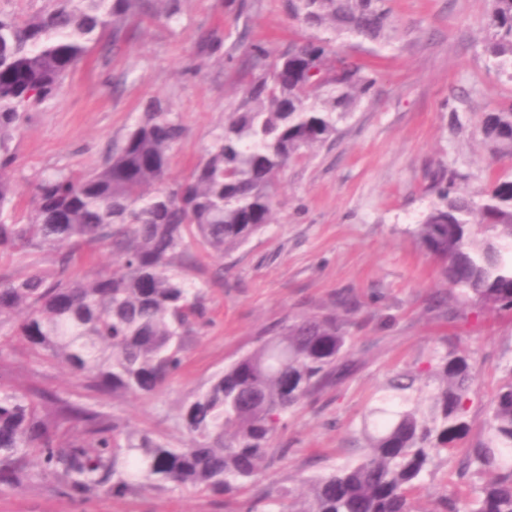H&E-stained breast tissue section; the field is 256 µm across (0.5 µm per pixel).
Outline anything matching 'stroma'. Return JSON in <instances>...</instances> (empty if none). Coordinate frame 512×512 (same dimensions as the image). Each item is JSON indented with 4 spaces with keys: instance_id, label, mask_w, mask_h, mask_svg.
<instances>
[{
    "instance_id": "stroma-1",
    "label": "stroma",
    "mask_w": 512,
    "mask_h": 512,
    "mask_svg": "<svg viewBox=\"0 0 512 512\" xmlns=\"http://www.w3.org/2000/svg\"><path fill=\"white\" fill-rule=\"evenodd\" d=\"M389 7L393 26L383 39L344 34L333 42L372 70L376 85L333 139L280 172L272 223L223 260L194 251L187 273L207 285L210 321L186 337L184 366L160 391L94 394L22 345L0 352L1 383L81 400L175 443L185 439L174 420L180 398L260 338L343 300L355 368L289 414L276 439L285 456L233 503L176 490L79 504L43 480L0 491V512H272L275 503L304 500L314 479L361 456L364 419L389 376L430 373L449 349L462 351L475 375L464 443L484 436L495 387L512 364V310L469 302L459 314H438L448 288L413 230L437 201L429 185L438 168L459 173L470 191L512 173V155L496 152L482 129L487 113L512 102V81L495 73L484 50L489 0H389ZM215 28L231 36L246 29L248 41L275 52L309 34L289 19L285 0H183L176 22L136 23L124 42L93 50L57 96L26 113L9 172L22 199L32 196L37 172L99 165L153 97L186 126L169 177L188 175L243 89V52L193 56L199 36Z\"/></svg>"
}]
</instances>
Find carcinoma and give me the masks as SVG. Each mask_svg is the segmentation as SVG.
<instances>
[{
    "instance_id": "obj_1",
    "label": "carcinoma",
    "mask_w": 512,
    "mask_h": 512,
    "mask_svg": "<svg viewBox=\"0 0 512 512\" xmlns=\"http://www.w3.org/2000/svg\"><path fill=\"white\" fill-rule=\"evenodd\" d=\"M388 0H287L300 25L349 31L372 42L391 28ZM182 0H54L24 20L0 18V256L28 272L0 273V346L14 337L102 394L150 395L183 367L185 337L206 323V284L184 269L192 250L223 258L270 223L276 174L303 150L330 140L337 124L369 95L376 79L330 40L304 37L274 53L239 39L250 76L206 157L190 175L167 181L169 155L185 133L160 99L149 101L123 145L89 172L56 170L35 179L22 211L7 171L9 144L27 112L59 94L68 75L96 47L127 38L130 18L169 24ZM485 49L512 80V0H491ZM224 31L200 35L197 56L224 46ZM485 135L512 153V103L490 113ZM444 167L433 176L438 203L417 225L420 245L445 284L467 301L512 310V175L474 195ZM83 246L101 247L112 266L83 279L70 268ZM344 322L330 312L294 321L202 388L183 397L173 445L130 430L112 415L57 393L19 392L0 384V487L38 477L73 500L123 498L137 490L239 494L280 452L275 440L288 413L336 382L348 367ZM437 388L416 373L383 389L374 432L361 457L313 483L307 506L277 512H415L411 496L467 434L465 402L474 375L465 355L438 356ZM475 480L463 501L443 497L429 512H512V365L493 401L486 436L459 461Z\"/></svg>"
}]
</instances>
